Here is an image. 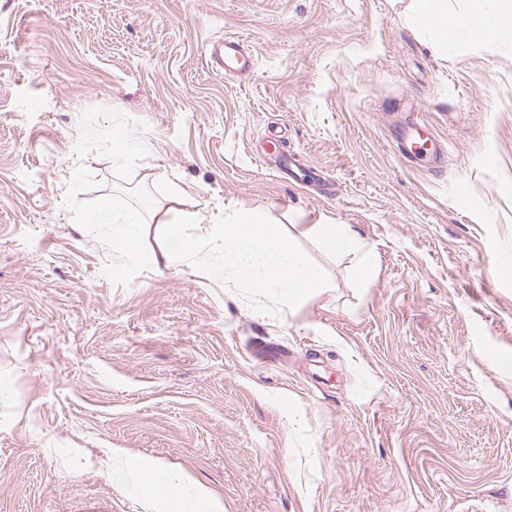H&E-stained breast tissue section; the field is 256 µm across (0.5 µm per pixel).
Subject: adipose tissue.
Masks as SVG:
<instances>
[{
	"mask_svg": "<svg viewBox=\"0 0 512 512\" xmlns=\"http://www.w3.org/2000/svg\"><path fill=\"white\" fill-rule=\"evenodd\" d=\"M413 18L436 30L434 46L447 53L485 40L512 45V0H468V8L461 15L449 12L447 0H413ZM149 216L161 224L167 221L155 201L146 200L133 207L116 198H105L84 215L83 221L108 225L113 250L135 258L140 254L142 226ZM306 232L328 253L358 255L359 278L368 284L373 282L377 273L373 256L364 250L350 226L311 224ZM126 461L130 468L145 475L141 493L153 512H224L221 501L207 489L163 463L134 455L127 456Z\"/></svg>",
	"mask_w": 512,
	"mask_h": 512,
	"instance_id": "1",
	"label": "adipose tissue"
}]
</instances>
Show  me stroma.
Returning a JSON list of instances; mask_svg holds the SVG:
<instances>
[{
  "label": "stroma",
  "instance_id": "obj_1",
  "mask_svg": "<svg viewBox=\"0 0 512 512\" xmlns=\"http://www.w3.org/2000/svg\"><path fill=\"white\" fill-rule=\"evenodd\" d=\"M410 10L0 0V512H152L116 448L224 512H512V47L432 51ZM222 35L253 72L208 70ZM418 127L439 152L411 162ZM273 135L295 180L259 161ZM81 166L85 201L265 215L329 284L273 317L188 261L113 282L64 206ZM305 233L319 241L331 254H361L356 272L367 284L373 283L377 268L370 252L364 251L358 235L346 224H309Z\"/></svg>",
  "mask_w": 512,
  "mask_h": 512
}]
</instances>
